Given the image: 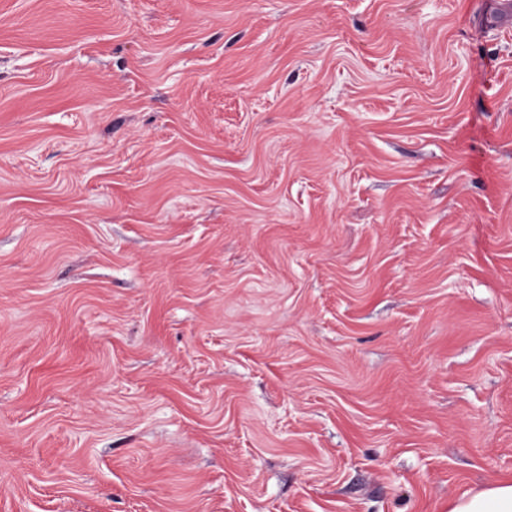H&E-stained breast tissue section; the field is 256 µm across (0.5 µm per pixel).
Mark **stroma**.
I'll list each match as a JSON object with an SVG mask.
<instances>
[{
    "mask_svg": "<svg viewBox=\"0 0 512 512\" xmlns=\"http://www.w3.org/2000/svg\"><path fill=\"white\" fill-rule=\"evenodd\" d=\"M511 477L505 0H0V512Z\"/></svg>",
    "mask_w": 512,
    "mask_h": 512,
    "instance_id": "1",
    "label": "stroma"
}]
</instances>
